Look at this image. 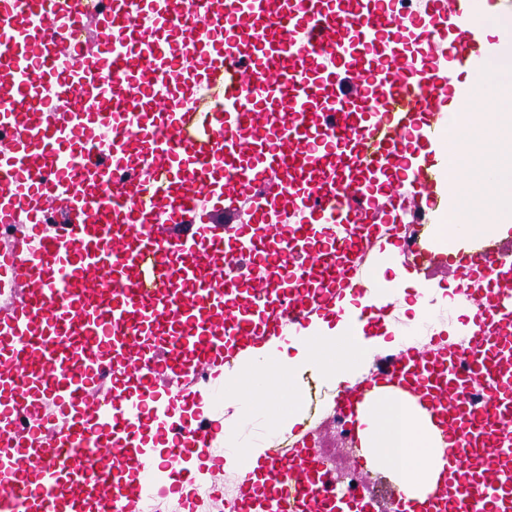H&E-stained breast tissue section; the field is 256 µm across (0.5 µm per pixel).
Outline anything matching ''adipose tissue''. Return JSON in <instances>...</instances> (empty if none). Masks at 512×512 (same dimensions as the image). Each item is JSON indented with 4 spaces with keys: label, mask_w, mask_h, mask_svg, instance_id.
Wrapping results in <instances>:
<instances>
[{
    "label": "adipose tissue",
    "mask_w": 512,
    "mask_h": 512,
    "mask_svg": "<svg viewBox=\"0 0 512 512\" xmlns=\"http://www.w3.org/2000/svg\"><path fill=\"white\" fill-rule=\"evenodd\" d=\"M475 101L489 109H512V59L501 57L491 62L486 76L473 86ZM499 133L492 126H476L463 116L448 121L446 140L449 151L446 160L455 166L460 162L456 152L458 143L468 140L497 142ZM481 169L497 182L490 197L479 194L478 186L468 187L461 197L451 218L450 237L466 235L479 237L488 228L512 227V164L502 161L499 151L484 155ZM481 207L483 221L472 224L468 214L472 207ZM371 352V342L366 339L364 323L356 307H348L347 313L336 325L322 322L306 335L291 341L288 349L272 350L267 359L254 365L250 372L226 376L224 398L235 402L246 392L262 386L269 367L282 368L284 389H292L298 371L314 365L326 377L357 380L366 374L364 364ZM410 410L400 401L391 399L377 405L362 418L360 435L371 458L388 459L402 478L408 481L411 496L424 495L428 487L423 481L425 472L440 463L442 447L432 445L425 430L409 424Z\"/></svg>",
    "instance_id": "adipose-tissue-1"
}]
</instances>
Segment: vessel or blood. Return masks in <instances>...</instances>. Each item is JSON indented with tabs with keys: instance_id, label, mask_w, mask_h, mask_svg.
<instances>
[{
	"instance_id": "1",
	"label": "vessel or blood",
	"mask_w": 512,
	"mask_h": 512,
	"mask_svg": "<svg viewBox=\"0 0 512 512\" xmlns=\"http://www.w3.org/2000/svg\"><path fill=\"white\" fill-rule=\"evenodd\" d=\"M506 15L512 0H0V224L27 227L0 257V512H146L154 480L220 494L233 472L239 512H512V262L497 235L437 231L465 181L496 187L448 167L444 141L454 113L512 127L472 95L512 51L484 26ZM228 248L244 289L217 280ZM383 263L448 270L477 312L470 345L377 356L332 392L349 427L391 397L445 442L420 498L367 496L359 445L365 486L345 487L307 407L291 426L203 409L349 291L376 310ZM223 427L267 438L217 457ZM97 433L111 454L62 461V437Z\"/></svg>"
}]
</instances>
